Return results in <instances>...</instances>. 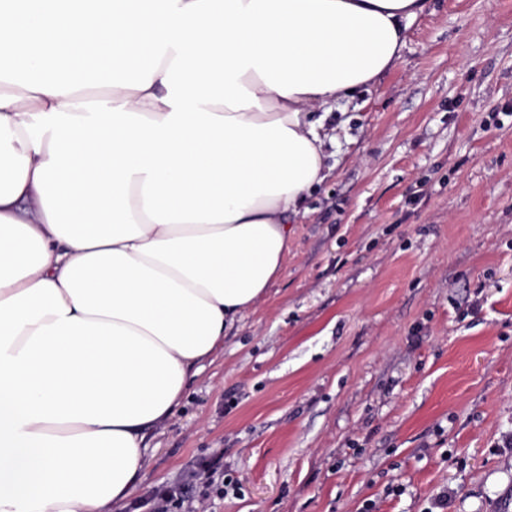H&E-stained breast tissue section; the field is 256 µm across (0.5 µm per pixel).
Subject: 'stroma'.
I'll return each mask as SVG.
<instances>
[{"instance_id":"stroma-1","label":"stroma","mask_w":512,"mask_h":512,"mask_svg":"<svg viewBox=\"0 0 512 512\" xmlns=\"http://www.w3.org/2000/svg\"><path fill=\"white\" fill-rule=\"evenodd\" d=\"M325 179L265 301L145 438L209 512H512V0H429L326 113Z\"/></svg>"}]
</instances>
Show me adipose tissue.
Wrapping results in <instances>:
<instances>
[{
    "label": "adipose tissue",
    "mask_w": 512,
    "mask_h": 512,
    "mask_svg": "<svg viewBox=\"0 0 512 512\" xmlns=\"http://www.w3.org/2000/svg\"><path fill=\"white\" fill-rule=\"evenodd\" d=\"M428 0H0V512H113Z\"/></svg>",
    "instance_id": "obj_1"
}]
</instances>
